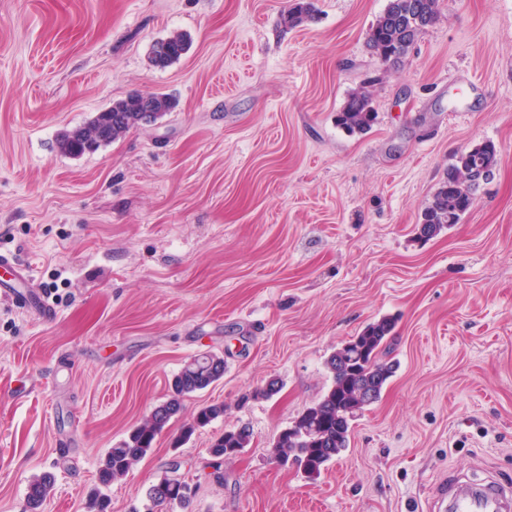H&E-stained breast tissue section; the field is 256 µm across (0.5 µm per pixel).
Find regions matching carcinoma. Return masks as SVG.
<instances>
[{
	"label": "carcinoma",
	"mask_w": 512,
	"mask_h": 512,
	"mask_svg": "<svg viewBox=\"0 0 512 512\" xmlns=\"http://www.w3.org/2000/svg\"><path fill=\"white\" fill-rule=\"evenodd\" d=\"M312 13V0H294L284 17V25L290 29L299 27ZM439 15L440 0H388L386 9L369 29L367 44L383 63L395 66ZM187 48V35L174 32L152 45L150 61L155 67L165 68L178 60ZM371 102V92L366 87L355 89L336 113V125L350 134L369 131L377 118ZM174 108V101L163 94L129 95L97 113L84 126L61 132L58 147L72 156L93 153L144 122L145 113H150V120L154 121ZM497 156V147L491 141L455 156V162L448 166L446 177L421 213L420 237L432 238L461 222L472 207L470 199L475 195L473 185L467 183V175L473 170L495 168ZM394 329V319L384 317L369 324L328 356L325 367L331 378L330 386L316 403L278 433L272 445L275 459L316 480L349 448L355 421L365 410L361 391L372 392L373 401H379L398 368L397 363L387 360ZM224 371V357L217 353L198 354L186 361L171 380L167 400L157 405L121 443L107 452L99 469V484L108 487L125 477L151 452L157 436L169 421L180 415L184 400L221 381ZM224 411L222 402L201 407L192 421L183 426L179 441L189 440L196 429L223 417ZM252 436L246 424L226 430L212 441L209 453L217 461L234 456L250 446ZM52 488L51 474L34 478L27 488L24 512H43ZM186 488L188 484L183 481L166 479L152 486L148 497L156 505H184L190 500L184 492Z\"/></svg>",
	"instance_id": "obj_1"
}]
</instances>
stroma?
Returning a JSON list of instances; mask_svg holds the SVG:
<instances>
[{"label":"stroma","mask_w":512,"mask_h":512,"mask_svg":"<svg viewBox=\"0 0 512 512\" xmlns=\"http://www.w3.org/2000/svg\"><path fill=\"white\" fill-rule=\"evenodd\" d=\"M0 0V252L56 319L0 296V512H90L110 448L219 351V384L186 399L106 493L110 512H428L453 479L512 480V0H442L398 66L367 45L388 0ZM186 53H148L171 33ZM370 83L377 120L335 118ZM173 112L80 157L57 135L129 94ZM492 141L494 181L464 220L418 239L458 152ZM397 321L399 363L347 451L311 481L271 443L331 383L326 358ZM278 379L280 392L252 398ZM223 418L175 446L203 405ZM247 424L220 461L208 447ZM194 490L157 507L152 485ZM294 3L288 9L287 15L284 17V25L288 27V29H294L296 27L301 26L306 21H308L312 13L313 3L311 0H293ZM188 48V37L181 32L171 33L167 38L156 41L150 51V61L155 67L165 68L178 60ZM252 436V430L247 424L224 430L222 435L212 441L209 453L217 461L235 456L250 446ZM52 488L53 477L50 473H43L34 478L27 488L24 512H42Z\"/></svg>","instance_id":"stroma-1"}]
</instances>
